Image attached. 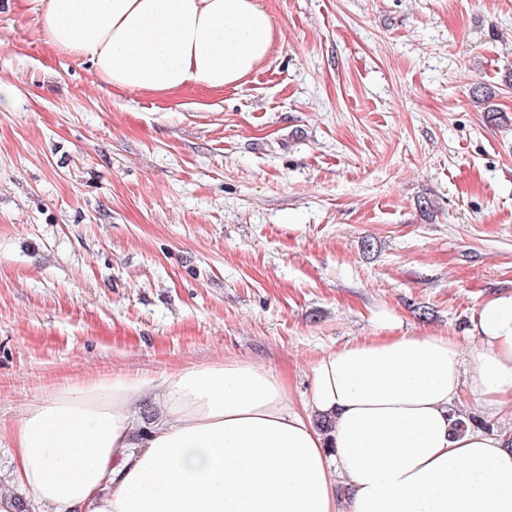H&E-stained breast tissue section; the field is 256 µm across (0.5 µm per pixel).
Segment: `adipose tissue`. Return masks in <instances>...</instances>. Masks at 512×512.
I'll list each match as a JSON object with an SVG mask.
<instances>
[{
  "mask_svg": "<svg viewBox=\"0 0 512 512\" xmlns=\"http://www.w3.org/2000/svg\"><path fill=\"white\" fill-rule=\"evenodd\" d=\"M33 2L42 41L117 90L236 87L276 39L261 0ZM379 324L321 356L299 404L247 361L59 388L0 427L14 479L44 512H512V448L451 415L466 394L512 407V297L482 304L470 350Z\"/></svg>",
  "mask_w": 512,
  "mask_h": 512,
  "instance_id": "adipose-tissue-1",
  "label": "adipose tissue"
}]
</instances>
